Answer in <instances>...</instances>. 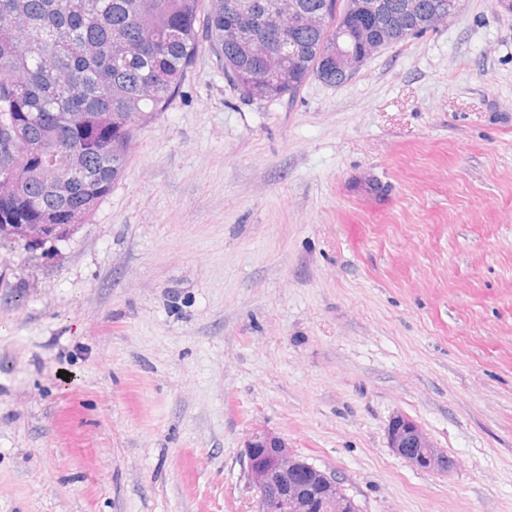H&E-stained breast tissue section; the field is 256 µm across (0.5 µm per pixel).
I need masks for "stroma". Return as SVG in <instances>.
<instances>
[{
  "mask_svg": "<svg viewBox=\"0 0 512 512\" xmlns=\"http://www.w3.org/2000/svg\"><path fill=\"white\" fill-rule=\"evenodd\" d=\"M396 413L454 467L393 455ZM261 428L362 512H512L497 0L276 101L201 52L86 223L0 247V512H251Z\"/></svg>",
  "mask_w": 512,
  "mask_h": 512,
  "instance_id": "obj_1",
  "label": "stroma"
}]
</instances>
